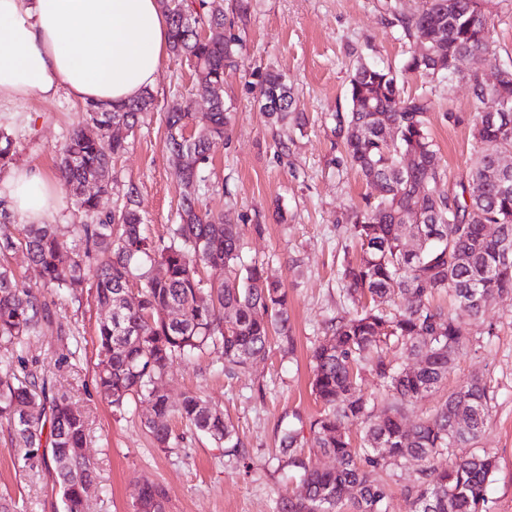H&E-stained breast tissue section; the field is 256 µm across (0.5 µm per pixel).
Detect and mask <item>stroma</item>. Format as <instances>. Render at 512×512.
Instances as JSON below:
<instances>
[{
  "label": "stroma",
  "mask_w": 512,
  "mask_h": 512,
  "mask_svg": "<svg viewBox=\"0 0 512 512\" xmlns=\"http://www.w3.org/2000/svg\"><path fill=\"white\" fill-rule=\"evenodd\" d=\"M425 0H255L242 30L244 63L224 78V104L232 114L230 140L213 141L211 180L199 193L202 210L233 211L242 228L244 258L265 261V271L288 291V314L295 352L282 358L271 350L265 360L227 373L219 353L209 350L175 361L161 387L171 403L185 393L200 395L222 409L244 446V458L180 420L171 426L181 441L156 447L144 427L151 413L140 402L125 413L113 412L95 380V328L107 313L95 299L93 277L64 293L45 291L51 325L28 336L20 356L0 351V367L34 373L49 390L67 395L88 421L87 452L97 465L98 491L88 512H134L142 484L160 485L167 512H276L279 496L292 493L295 480L278 463L279 437L296 420H310L320 409L309 386L310 354L324 339L325 322L342 315L345 305L337 272L350 239L345 218L363 206L365 183L339 167L343 148L330 116L348 106L350 76L361 61L401 67L413 44L393 26L394 13H416ZM491 48L497 63L512 64V0H491ZM282 72L308 123L297 128L271 126L260 109L252 75ZM196 74L188 63L167 55L152 89L154 110L129 138L126 152L112 162L110 193L99 209L112 211L137 191L152 237L176 223L178 189L173 158L166 147L164 114L174 103L188 105L197 125L207 122L208 104L197 95ZM406 95H429L431 136L446 168L443 188H451L469 170L475 141L472 119L476 100L466 76L447 84L414 73ZM84 105L66 93L52 99L31 95L0 114V128L12 137L13 164L39 169L56 179L63 145L82 119ZM288 150L278 155V143ZM0 171V258L19 282L30 284L28 257L19 245L24 217L12 211ZM286 223H278L277 213ZM262 224L255 232L254 224ZM14 241L5 249V241ZM299 270H290L292 260ZM469 339L444 385L409 407L407 424L431 413L449 393L474 377L487 380L492 409L478 440L495 453L498 469L488 487L493 512H512V294L494 300L478 321L468 322ZM420 467L408 461L395 474L373 471L385 485L387 512H409L403 495ZM0 505L9 512H62L57 477L48 468H29L7 421H0Z\"/></svg>",
  "instance_id": "obj_1"
}]
</instances>
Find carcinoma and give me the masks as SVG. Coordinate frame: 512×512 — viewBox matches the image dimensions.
I'll use <instances>...</instances> for the list:
<instances>
[{"mask_svg": "<svg viewBox=\"0 0 512 512\" xmlns=\"http://www.w3.org/2000/svg\"><path fill=\"white\" fill-rule=\"evenodd\" d=\"M159 2L171 52L201 76L197 93L224 85L225 73L240 68L243 48L226 28L247 25L251 0H233L229 17L206 0L196 7L188 0ZM488 3L427 0L416 14L395 13L402 34L414 44L401 71L360 65L350 79L348 109L331 114L344 146L341 161L369 189L349 228L355 255L345 254L338 271L353 310L328 322L325 340L311 353V391L321 405L309 421L311 447L331 457L334 466L321 468L298 452L305 444L303 428H285L280 460L299 485L295 494L278 499L277 512H338L346 498L354 512H385L387 489L371 481L369 471L395 470L410 459L422 462L404 488L410 512H492L487 488L496 457L475 448L491 408L487 382L470 379L417 424H404L406 408L440 388L467 340L464 322L433 305V294L447 293L477 320L495 298L512 292V170L497 166L499 153L512 152V77L497 90L503 111L492 117L476 110L475 157L466 178L446 192L428 128L432 100L403 92L405 75L425 71L449 82L458 62L467 59L468 79L480 97L482 71L491 63ZM254 87L270 123L306 126L280 72L260 73ZM152 105L147 90L118 106L85 105L84 123L70 134L58 170L77 210L96 216V222L77 225L69 242L52 224H28L21 244L35 283L47 289H69L81 282L88 263L95 266L97 302L112 310L97 328V384L114 411L127 410L133 398L148 401L154 418L145 426L158 447L178 443L167 424L175 414L234 452L241 440L221 410L193 393L175 407L158 383L175 360L210 348L221 351L229 373L265 359L275 337L284 354L292 353L288 292L266 275L265 262L244 260L241 228L230 214L202 212L192 198L209 181L211 140L229 139L231 114L222 97L215 100L209 124L188 139L183 131L193 126L192 113H167V141L181 189L178 223L168 226L167 236L156 240L147 233L133 194L111 213L98 214L99 194L112 189V160L126 151ZM90 180L98 190L85 195L82 187ZM201 264L222 266L229 275L209 283L198 275ZM157 268L164 275L155 274ZM133 282L139 285L136 302L123 298ZM174 310L177 320L165 317ZM47 319L39 293L1 265L0 349L21 352L26 336ZM398 346L417 359L414 366L388 358ZM362 370L379 381L387 403L382 417L374 416L371 399L358 388ZM0 418L10 424L31 467L56 472L63 512H87L83 484L96 475L84 449L83 415L65 396L49 397L34 376L1 369ZM355 420L365 424L357 447L345 431ZM44 445L50 453L38 454ZM135 512H166L164 489L147 486Z\"/></svg>", "mask_w": 512, "mask_h": 512, "instance_id": "1", "label": "carcinoma"}]
</instances>
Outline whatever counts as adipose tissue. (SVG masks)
I'll return each instance as SVG.
<instances>
[{"label":"adipose tissue","mask_w":512,"mask_h":512,"mask_svg":"<svg viewBox=\"0 0 512 512\" xmlns=\"http://www.w3.org/2000/svg\"><path fill=\"white\" fill-rule=\"evenodd\" d=\"M158 0H0V108L66 92L118 104L154 86L169 47ZM12 208L40 223L59 197L40 172L13 169Z\"/></svg>","instance_id":"1"}]
</instances>
